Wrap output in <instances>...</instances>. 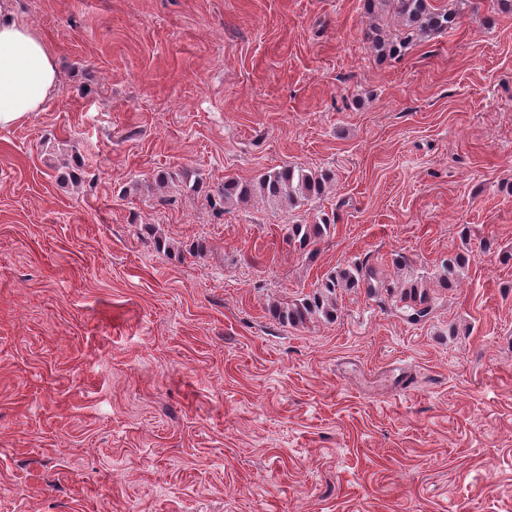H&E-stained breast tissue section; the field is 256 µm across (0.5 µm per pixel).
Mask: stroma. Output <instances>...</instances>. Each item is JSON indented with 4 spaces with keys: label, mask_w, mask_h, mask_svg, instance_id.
Masks as SVG:
<instances>
[{
    "label": "stroma",
    "mask_w": 512,
    "mask_h": 512,
    "mask_svg": "<svg viewBox=\"0 0 512 512\" xmlns=\"http://www.w3.org/2000/svg\"><path fill=\"white\" fill-rule=\"evenodd\" d=\"M460 11L390 59L365 0H18L60 83L0 129V512H512V12ZM286 164L328 192L212 208ZM397 253L424 321L269 311ZM336 224L331 223L330 218L323 214L317 217L313 224H292L288 227V239L293 242L296 249L301 252L312 254L316 246L329 236L332 229L335 230ZM468 252L457 253L441 261L442 273L439 275V284L443 288L452 287L454 277L460 274L470 261Z\"/></svg>",
    "instance_id": "stroma-1"
}]
</instances>
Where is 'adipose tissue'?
Returning a JSON list of instances; mask_svg holds the SVG:
<instances>
[{"mask_svg": "<svg viewBox=\"0 0 512 512\" xmlns=\"http://www.w3.org/2000/svg\"><path fill=\"white\" fill-rule=\"evenodd\" d=\"M59 59L17 17L16 0H0V129L26 122L59 88Z\"/></svg>", "mask_w": 512, "mask_h": 512, "instance_id": "adipose-tissue-1", "label": "adipose tissue"}]
</instances>
